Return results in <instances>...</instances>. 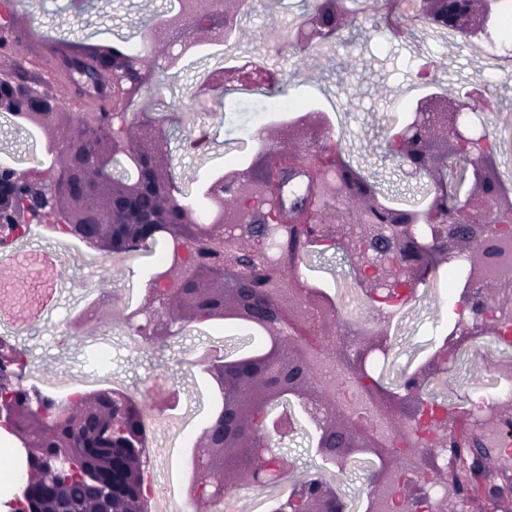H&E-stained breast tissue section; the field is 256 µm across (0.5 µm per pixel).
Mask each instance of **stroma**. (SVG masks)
I'll return each instance as SVG.
<instances>
[{"label": "stroma", "mask_w": 512, "mask_h": 512, "mask_svg": "<svg viewBox=\"0 0 512 512\" xmlns=\"http://www.w3.org/2000/svg\"><path fill=\"white\" fill-rule=\"evenodd\" d=\"M319 0H289L288 9L270 10L269 0H248L238 18L241 34L212 52H200L176 71L158 70L145 88L158 115L182 113L184 120L168 131L175 174L190 199L214 174L247 167L262 150L282 145L281 118L267 111V97L244 90L233 110L221 99L198 95L205 75L217 68L252 61L277 73L285 94L300 111L321 112L330 125L329 137L346 158L363 169L390 199L424 200L426 186L404 179L397 161L385 153L384 132L394 118L430 90L457 91L483 84L489 97L502 101L505 110L492 115L487 135L501 136V124H512V82L495 81L494 62L472 59L465 41L437 44L424 21L404 10L385 25L378 12H351L337 39L321 45L315 56H300L289 34L311 13ZM21 26L35 31L26 55L30 62L51 58L54 49L71 41L109 43L126 38L131 52L150 51L156 25L172 8V0H97L92 26H85L68 7V0H14ZM277 26L282 38L277 46L266 42L268 26ZM440 63L433 84L418 82L416 75L426 58ZM206 133L202 148H190L198 133ZM47 135H17L8 119L0 116V157L9 156L27 167H45L42 151ZM19 255L51 260L58 277L50 298L38 315L26 322L0 316V336H11L28 359L26 373L51 386L83 381L85 387L108 381L137 398L154 399L165 389L179 391L176 409L149 411L148 469L159 486L172 477L179 450L194 443L211 407L210 387L197 360L213 341L234 338L246 347L256 344L250 331L222 322L189 325L166 345L143 344L118 315V303L103 308L91 329L65 330L77 311L88 302L92 288L110 294H131L141 301L135 274V257H95L71 253L59 245L56 235L26 239L17 246ZM298 272L330 294L340 293L350 280V268L336 250L302 253ZM444 272L429 276L416 298L405 305L392 327V348L372 366L374 375L396 384L405 369L415 365L434 348L436 333L448 326V306L442 301ZM485 360L473 349L460 351L448 365L442 381L426 389V397L448 405L449 418L459 417L473 391L496 384ZM315 428L303 423L283 444L279 453L293 460L298 474L322 473L335 479L347 504V512H363L368 492L369 465L357 462L344 475L325 464L313 447Z\"/></svg>", "instance_id": "stroma-1"}]
</instances>
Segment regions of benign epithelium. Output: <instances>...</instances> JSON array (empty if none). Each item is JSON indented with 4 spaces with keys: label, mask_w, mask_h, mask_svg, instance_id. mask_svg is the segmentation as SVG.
Segmentation results:
<instances>
[{
    "label": "benign epithelium",
    "mask_w": 512,
    "mask_h": 512,
    "mask_svg": "<svg viewBox=\"0 0 512 512\" xmlns=\"http://www.w3.org/2000/svg\"><path fill=\"white\" fill-rule=\"evenodd\" d=\"M245 0H181L160 24L168 47L134 54L112 44L73 42L42 69L79 75L77 95L92 87L112 99L110 112H74L42 88L44 82L18 69L26 63L28 41L21 37L16 11L0 13V40L13 42L11 58L0 62V112L19 127L49 134L55 158L45 168L0 165V243L22 237L32 224L59 227L102 255L138 251L159 240L190 251L157 271L142 287L143 302L122 319L147 344L163 346L189 323L220 322L263 333L262 342L238 354L205 352L203 371L222 395L194 444L195 476L188 488L198 505L224 498L227 489L279 483L295 466L271 444L288 439L299 417L316 430V452L342 474L358 457L373 465L367 512H399L401 501L428 503L427 486L444 485L434 512H459L471 499L494 503L512 489L476 482L472 471L489 458L482 431L470 423L464 433L448 429L447 410L423 398V388L448 371L465 345L493 335L512 343V320L477 317L448 332L433 352L403 372L399 390L388 388L370 369L376 353L391 349L390 328L344 336L327 350V327L338 318L334 301L296 272L305 248L334 247L365 257L380 248L386 261L354 266V283L375 307L413 300L429 276L427 259L468 258V282L487 288L478 311L494 308L506 292L495 270L512 261V186L499 176L493 154L472 158L485 135L461 122L462 112L481 103L504 112L481 86L448 96L433 92L409 107L413 116L385 135L387 155L406 174L426 181L423 210L394 208L385 196L344 165L345 156L326 140L272 148L245 169H231L207 182L203 207L185 200L175 181L166 131L152 118L142 96L155 70L177 68L194 48L238 35ZM497 0H420L419 11L434 26L465 38L482 34ZM346 20L342 0H323L291 34L299 49L336 36ZM272 73L254 62L219 68L198 88L213 95L237 84L263 85ZM309 126L327 129V120L306 113L286 125L291 135ZM306 178L305 191L288 198L286 187ZM342 199L350 217L331 219L328 203ZM428 226L419 237L415 227ZM278 235L280 250L266 258L263 239ZM27 278L13 277L0 292V309L24 311ZM22 352L0 338V424L22 445L27 480L16 505L21 512H148L144 484L149 431L146 405L129 393L103 388L74 393L48 412L41 396L14 389ZM354 382L359 400L376 423H367L338 393L340 379ZM501 444L512 445V401L492 410ZM424 437L416 447L410 429ZM472 459L456 479L437 459L448 447ZM415 470L419 479L403 478ZM79 483L85 497L71 496ZM271 512H346L335 483L322 475L294 480L287 498H275Z\"/></svg>",
    "instance_id": "7a95c632"
}]
</instances>
